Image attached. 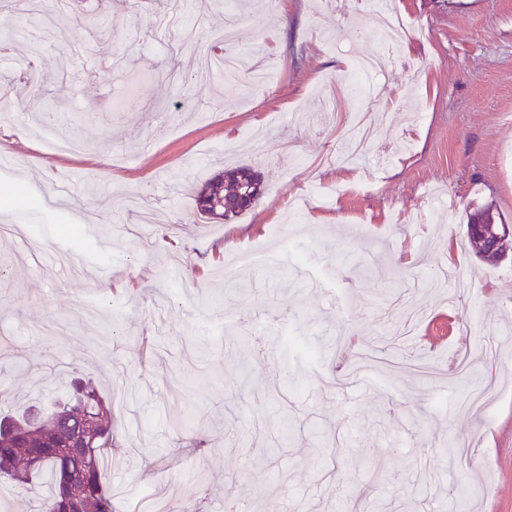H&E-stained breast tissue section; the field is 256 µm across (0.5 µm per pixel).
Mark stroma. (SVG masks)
<instances>
[{"instance_id":"35a3bbf8","label":"stroma","mask_w":512,"mask_h":512,"mask_svg":"<svg viewBox=\"0 0 512 512\" xmlns=\"http://www.w3.org/2000/svg\"><path fill=\"white\" fill-rule=\"evenodd\" d=\"M286 2L72 0L64 33L0 30L14 403L91 382L127 512H512V259L466 236L485 204L512 225V0H388L408 49L345 152L355 115L326 101L376 21L359 0ZM229 15L263 87L188 77ZM34 76L80 153L42 145ZM244 165L255 206L202 218L192 188ZM246 245L263 263L228 274ZM488 383L485 409L460 406Z\"/></svg>"}]
</instances>
